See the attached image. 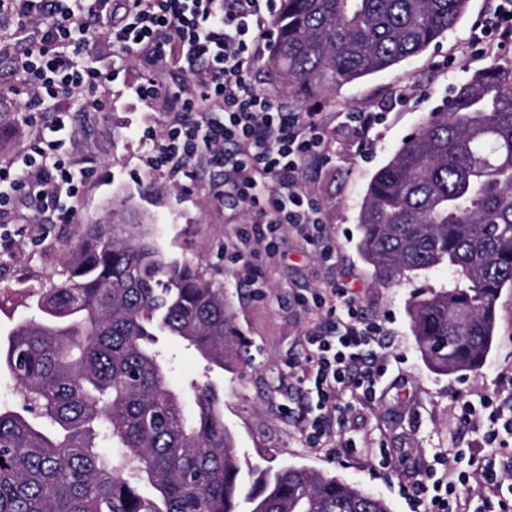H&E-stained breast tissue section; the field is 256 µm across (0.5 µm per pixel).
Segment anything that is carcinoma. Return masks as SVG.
<instances>
[{"mask_svg":"<svg viewBox=\"0 0 512 512\" xmlns=\"http://www.w3.org/2000/svg\"><path fill=\"white\" fill-rule=\"evenodd\" d=\"M467 3L281 0L266 68L284 90L335 92L438 42ZM359 229L380 282L438 268L457 278L412 300V331L434 373L479 369L512 285V67L478 71L402 140L368 184ZM35 303L0 343L23 399L0 408V512H391L335 475L243 472L224 394L207 378L174 385L156 348L175 337L206 372L224 369L243 348L232 306L165 255L127 202L88 227Z\"/></svg>","mask_w":512,"mask_h":512,"instance_id":"1","label":"carcinoma"}]
</instances>
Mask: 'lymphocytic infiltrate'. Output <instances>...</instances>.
<instances>
[{"instance_id":"1","label":"lymphocytic infiltrate","mask_w":512,"mask_h":512,"mask_svg":"<svg viewBox=\"0 0 512 512\" xmlns=\"http://www.w3.org/2000/svg\"><path fill=\"white\" fill-rule=\"evenodd\" d=\"M273 7V0H0V60L8 61L14 79L0 91V112L11 113L18 126L45 112L53 116L28 150L0 164V206H57L76 197L93 169L74 167L61 152L72 136L70 116L107 111L113 82L137 62L136 97L193 115L151 147L150 171L174 163L193 178L189 163L201 153L231 170L230 189L254 216L251 231L240 236L242 257L275 256L276 234L285 226L314 240L321 209L303 191L301 175L305 163L323 158L322 117L286 111L248 76L270 44ZM169 63L182 78L156 81L153 67ZM312 303L332 325L308 333L304 360L289 361L288 369L316 396L307 441L333 457L355 448L337 442L334 431L344 428L352 401L374 398L387 371L386 333L381 322L361 317L348 289H331ZM472 481L490 490L475 504L458 492ZM499 483L489 464L445 483L430 466L419 494L424 512H512V496L501 495Z\"/></svg>"}]
</instances>
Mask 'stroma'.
<instances>
[{
  "label": "stroma",
  "instance_id": "obj_1",
  "mask_svg": "<svg viewBox=\"0 0 512 512\" xmlns=\"http://www.w3.org/2000/svg\"><path fill=\"white\" fill-rule=\"evenodd\" d=\"M501 0H468L457 25L437 44L394 69L345 85L334 93L300 95L280 89L263 64L251 78L289 109L326 116L323 137L328 155L308 165L303 182L322 209L321 235L336 250L323 262L295 230L282 231L276 258L260 267L235 261L238 231L251 217L223 190V168L195 164L197 181L182 186L175 177L150 174L152 142L163 141L174 118L163 102L133 97L122 81L112 85L106 112L74 115L76 145L68 156L76 164L94 162L97 173L73 199V215L61 220L55 207L33 212L22 206L0 208V232L10 243L0 247V334L34 315L31 294L49 278H61L70 246L91 224L109 220L112 200L130 199L150 218L156 245L169 257L190 262L204 278L222 285L235 325L247 342L241 359L208 374L224 393V424L232 433L243 464L289 463L338 476L387 500L392 512H421L414 484L424 465L443 458L445 466L468 469L493 458L504 485L512 486V432H500L501 450L484 442L483 429L454 427L458 401L501 399L500 413L512 418V287L496 304L495 342L484 365L452 376L433 373L422 359L406 312L422 292L447 287V270L434 269L383 286L357 249L359 211L373 174L392 157L402 139L446 105L455 88L493 64L512 65V41L493 49L473 46L478 20L493 16ZM375 112L380 120L361 130L351 115ZM350 288L362 315L384 323L388 371L384 393L373 404L352 409L346 429L357 449L329 457L311 447L304 427L316 415V399L288 372L292 358L306 352L303 335L324 322L305 311L300 297L333 287Z\"/></svg>",
  "mask_w": 512,
  "mask_h": 512
}]
</instances>
